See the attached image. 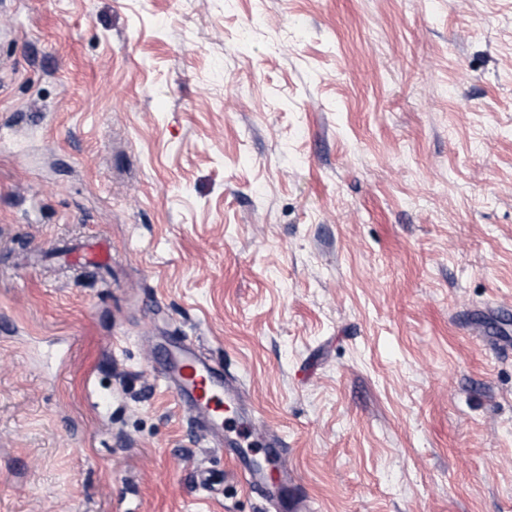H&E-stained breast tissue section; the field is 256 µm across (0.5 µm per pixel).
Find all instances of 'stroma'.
<instances>
[{"instance_id": "obj_1", "label": "stroma", "mask_w": 512, "mask_h": 512, "mask_svg": "<svg viewBox=\"0 0 512 512\" xmlns=\"http://www.w3.org/2000/svg\"><path fill=\"white\" fill-rule=\"evenodd\" d=\"M177 336L311 512H512V0L0 5V512H273ZM183 344L184 352L173 363L163 354L157 369L158 378L176 388L191 420L195 419L196 413H202L210 431L221 433L231 448L248 454L231 430L224 435V405L234 407L235 402L243 397L242 387L234 379L224 377L221 369L207 363L194 344L184 340Z\"/></svg>"}]
</instances>
